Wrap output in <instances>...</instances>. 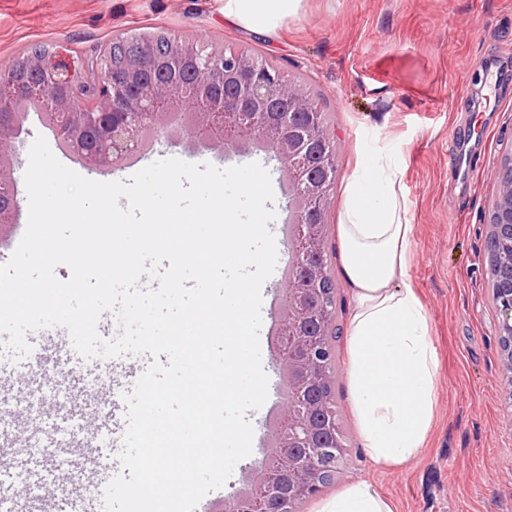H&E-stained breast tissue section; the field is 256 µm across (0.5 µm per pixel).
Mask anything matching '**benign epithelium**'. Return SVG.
I'll return each instance as SVG.
<instances>
[{
	"mask_svg": "<svg viewBox=\"0 0 512 512\" xmlns=\"http://www.w3.org/2000/svg\"><path fill=\"white\" fill-rule=\"evenodd\" d=\"M139 51L120 62L112 46L99 54L90 106L80 108L89 66L45 48L0 71V230L18 211L13 148L30 114L65 152L92 170L128 164L161 135L235 153L270 151L281 164L288 196L287 285L276 324L275 365L284 406L270 416V443L241 486L217 512H297L341 473L347 448L336 430L337 370L328 337L336 334L334 282L318 257L324 251L336 183L337 145L304 78L234 47H216L153 32L134 36ZM488 211L491 297L501 316L502 382L512 401V152L502 154Z\"/></svg>",
	"mask_w": 512,
	"mask_h": 512,
	"instance_id": "7a95c632",
	"label": "benign epithelium"
}]
</instances>
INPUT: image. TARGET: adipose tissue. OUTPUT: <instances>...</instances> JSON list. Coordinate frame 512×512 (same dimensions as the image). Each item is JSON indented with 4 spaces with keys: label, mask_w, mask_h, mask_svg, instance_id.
Segmentation results:
<instances>
[{
    "label": "adipose tissue",
    "mask_w": 512,
    "mask_h": 512,
    "mask_svg": "<svg viewBox=\"0 0 512 512\" xmlns=\"http://www.w3.org/2000/svg\"><path fill=\"white\" fill-rule=\"evenodd\" d=\"M300 0H225L224 15L269 33L295 14ZM340 260L353 313L346 379L371 461L401 466L424 447L431 429L437 354L427 313L415 290L400 282L414 227L391 153L378 152L356 169L339 217ZM320 512H392L371 484L358 479Z\"/></svg>",
    "instance_id": "1"
}]
</instances>
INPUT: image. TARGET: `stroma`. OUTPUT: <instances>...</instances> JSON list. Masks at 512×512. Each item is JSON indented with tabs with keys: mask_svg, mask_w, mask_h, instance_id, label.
<instances>
[{
	"mask_svg": "<svg viewBox=\"0 0 512 512\" xmlns=\"http://www.w3.org/2000/svg\"><path fill=\"white\" fill-rule=\"evenodd\" d=\"M162 31L177 39L258 50L299 70L317 91L338 142V172L325 252L336 284L339 374L334 388L348 456L334 484L306 501L318 512L353 479L373 484L393 512H512V399L499 372V316L491 300L486 254L487 214L501 155L512 148V0H301L274 32L260 33L224 16V0H0V70L27 47L45 43L82 64L116 36ZM486 68H475L476 60ZM18 148L14 177L19 212L0 239L8 261L28 221L25 172L36 137L53 146L65 167L99 182L129 181L167 158L188 163L264 165L270 175L278 250L288 248L286 184L266 152L244 156L219 147L194 148L159 139L131 164L91 170L56 148L37 116ZM392 152L414 226L403 281L429 318L438 355L435 422L423 451L383 471L367 456L347 389L346 336L352 299L339 262L337 224L345 187L359 153ZM32 353L21 362L0 355V412L9 438L0 440L7 465L35 512H72L58 485L106 486L118 469L116 448L97 449L87 476L64 463L86 420L112 423L109 394L132 392L150 355L127 354L95 366L74 349L62 350L41 332L27 333ZM66 369L60 390L44 371Z\"/></svg>",
	"mask_w": 512,
	"mask_h": 512,
	"instance_id": "35a3bbf8",
	"label": "stroma"
}]
</instances>
